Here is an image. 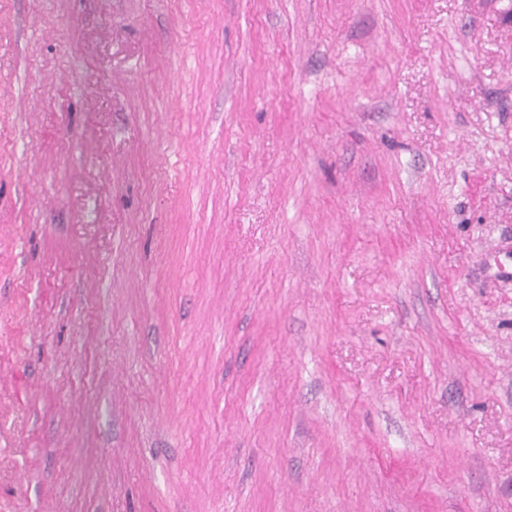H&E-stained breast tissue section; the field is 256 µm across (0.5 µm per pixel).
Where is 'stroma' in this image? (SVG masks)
Masks as SVG:
<instances>
[{"label": "stroma", "instance_id": "1", "mask_svg": "<svg viewBox=\"0 0 512 512\" xmlns=\"http://www.w3.org/2000/svg\"><path fill=\"white\" fill-rule=\"evenodd\" d=\"M0 512H512V0H0Z\"/></svg>", "mask_w": 512, "mask_h": 512}]
</instances>
